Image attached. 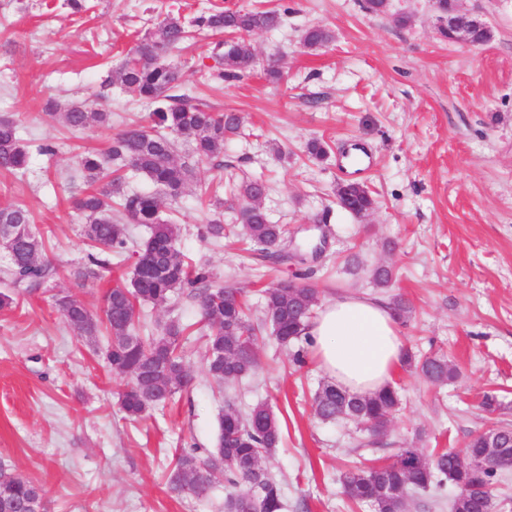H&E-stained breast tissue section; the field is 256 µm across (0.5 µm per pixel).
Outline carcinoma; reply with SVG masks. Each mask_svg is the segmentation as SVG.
<instances>
[{
    "label": "carcinoma",
    "mask_w": 512,
    "mask_h": 512,
    "mask_svg": "<svg viewBox=\"0 0 512 512\" xmlns=\"http://www.w3.org/2000/svg\"><path fill=\"white\" fill-rule=\"evenodd\" d=\"M279 22L280 13L276 10L217 8L193 18L192 25L215 35H231V39L215 43L213 54L222 65L218 77L236 79L254 63L243 35L273 28ZM187 38L188 30L182 20L168 16L140 39L117 72L118 81L128 93L156 105L151 118L164 132L128 126L106 152H88L79 161L86 189L73 205L86 219L82 235L93 251L88 253L87 266L78 272V277L97 276L96 268L102 262L95 251L126 248L127 225L112 219V201L116 199L131 223L148 228L147 237L136 251L130 278L105 292L100 317L94 316L73 294L54 301L75 335L93 339L105 331L111 336L105 360L112 373L128 379L120 394V404L131 419L143 418L152 408L191 385L181 347L188 326L173 321L164 327L162 337L145 338L140 335L137 313V306L142 303L161 307L176 292L187 291L207 327V370L215 381L242 379L258 365V337L251 335L253 326L244 299L233 295L230 303H224L225 288L213 285L211 272L204 266L192 265L177 250L176 225L161 219L160 197L128 192L122 176L109 171L112 160L119 159L145 175L165 195L175 198L192 180L193 167L189 161L176 159L170 135L185 139L189 157L216 160L224 154V140L238 131L240 118L236 113L213 112L190 97L175 93L180 71L161 62L160 57L179 48ZM330 38L325 29L311 27L303 35V45L318 48ZM49 108L60 110L63 122L72 130L110 126L109 112L57 102L49 103ZM31 147L20 137L16 123L0 121L1 171L26 169ZM262 187L264 184L258 180L242 184L241 194L248 203L241 212V228L248 240L265 246L275 256V248L284 241L286 229L270 223L263 208L253 203ZM374 206L375 199L365 185L350 186L345 211L357 215ZM19 229L24 231V237L17 243L15 256L8 258L3 274L16 288L35 289L49 275L42 260L43 232L27 207L1 206L0 234ZM315 302L313 289L293 288L286 282L265 291V315L278 342L288 345L309 341L307 330ZM404 363L432 383H445L455 377V369L442 355L415 360L407 353ZM397 402V393L391 386L372 396H360L332 382L323 384L313 400L319 419L333 421L344 414L373 425L375 432L387 427ZM280 440L281 427L268 405L259 403L244 415L227 399L219 420L217 447L204 459L196 455L194 448L176 453L169 488L178 495L185 493L181 478L200 479L202 465L220 462L225 480L232 487L224 499V512H282L281 488L262 467V459L275 451ZM484 446L481 431L470 438L462 457L451 451L427 455L419 448H400L384 461L344 473L340 478L343 493L355 503L371 505L375 512H405L410 492L448 482L457 489L453 512H500L501 501L494 493L500 471L492 465L475 464ZM44 496L42 486L0 468V512L39 508Z\"/></svg>",
    "instance_id": "cac0c4a2"
}]
</instances>
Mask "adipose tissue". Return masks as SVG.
Returning a JSON list of instances; mask_svg holds the SVG:
<instances>
[{
	"label": "adipose tissue",
	"instance_id": "adipose-tissue-1",
	"mask_svg": "<svg viewBox=\"0 0 512 512\" xmlns=\"http://www.w3.org/2000/svg\"><path fill=\"white\" fill-rule=\"evenodd\" d=\"M308 334L318 367L352 393L379 392L403 362L398 320L377 299L345 295L330 300L311 321Z\"/></svg>",
	"mask_w": 512,
	"mask_h": 512
}]
</instances>
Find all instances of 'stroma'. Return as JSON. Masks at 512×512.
I'll return each instance as SVG.
<instances>
[{
    "instance_id": "1",
    "label": "stroma",
    "mask_w": 512,
    "mask_h": 512,
    "mask_svg": "<svg viewBox=\"0 0 512 512\" xmlns=\"http://www.w3.org/2000/svg\"><path fill=\"white\" fill-rule=\"evenodd\" d=\"M91 4L75 15L66 0H0V117L52 149L32 154L22 173L0 171V206L32 212L52 268L40 288L0 309V466L44 487L46 512H224L222 473L202 500L172 493L168 480L179 448L214 450L228 398L244 413L268 404L281 425L280 444L262 465L282 487L283 512H374L344 496L343 472L405 446L460 452L472 433L512 424V0H462L493 31L480 46L441 35L433 0H389L380 15L362 0ZM235 5L278 10L281 23L247 35L255 64L238 79L218 78L210 34L169 54L182 71L180 93L237 113L241 127L221 162H195L193 182L164 198L160 216L177 223V249L209 268L214 285L241 291L252 323L264 316L265 290L287 280L313 288L321 305L341 295L408 301L412 314L400 325L407 350L444 355L456 377L435 385L399 367V404L382 435L315 417L312 396L325 374L313 361L297 364L296 345L269 336L257 347V371L226 384L207 375L199 334L184 337L192 386L129 419L122 383L103 360L108 337L75 336L53 306V294L70 291L100 313L147 234L129 225L126 250L109 256L100 278L74 280L88 254L71 204L83 187L80 156L106 151L130 124H149L154 109L107 83L108 73L165 17L188 21ZM313 26L331 39L311 50L302 36ZM271 62L282 72L275 82L264 74ZM51 100L110 113L111 125L71 131L50 115ZM315 141L324 157L310 153ZM256 178L267 185L270 222L288 229L278 260L239 236L237 188ZM342 180L372 192L368 216L337 204ZM204 187L223 208L201 198ZM217 218L218 241L205 230ZM379 266L392 267L389 286L373 281ZM138 312L149 337L172 321H201L183 294ZM487 391L504 409H482Z\"/></svg>"
}]
</instances>
